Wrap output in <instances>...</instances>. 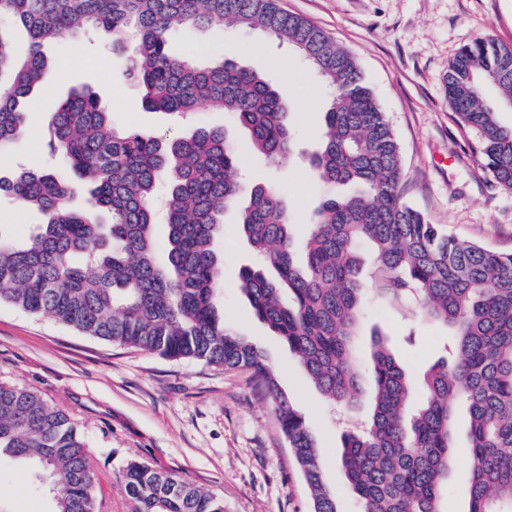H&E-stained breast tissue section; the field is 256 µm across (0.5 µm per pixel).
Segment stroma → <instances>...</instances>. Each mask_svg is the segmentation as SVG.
I'll list each match as a JSON object with an SVG mask.
<instances>
[{"instance_id": "stroma-1", "label": "stroma", "mask_w": 512, "mask_h": 512, "mask_svg": "<svg viewBox=\"0 0 512 512\" xmlns=\"http://www.w3.org/2000/svg\"><path fill=\"white\" fill-rule=\"evenodd\" d=\"M286 11L324 29L357 60L374 88L401 147L405 201L448 233L512 253V190L496 184L472 152L474 132L462 129L448 103V65L459 50L490 37L512 47V0H278ZM174 55L205 61L227 52L291 84L296 131L291 161L275 165L252 155L246 133L223 112L204 110L194 124L224 128L245 157L246 181L277 176L288 187L298 235H306L319 204L330 194L307 157L325 130L323 82L288 43L256 30L187 32L173 28ZM46 85L55 99L86 86L112 114L116 131L151 130L166 137L191 125L142 108L122 73L127 53L93 29L51 44ZM82 67L71 68L74 58ZM53 101L33 94L27 121L13 149L0 153V176L20 167L55 168L48 127ZM219 248L224 256L225 322L262 349L280 387L313 433L323 478L341 512H360L357 496L337 464L344 433L356 430L371 410L369 393L347 408L324 399L296 356L251 315L236 287L252 260L236 211L226 212ZM380 331L395 357L419 372L442 355L444 328L420 320L414 303L370 305L355 346L368 358L371 333ZM37 389L79 425L101 486L97 512H132L121 482L132 461L175 473L223 498L225 512H310L306 482L297 469L273 405L246 369L224 370L191 360H170L82 335L44 315L0 304V382ZM456 464L441 512H465L469 457L465 438L455 443ZM46 488L34 487L30 467L0 460V512H54Z\"/></svg>"}]
</instances>
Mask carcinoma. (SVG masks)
Returning <instances> with one entry per match:
<instances>
[{
    "mask_svg": "<svg viewBox=\"0 0 512 512\" xmlns=\"http://www.w3.org/2000/svg\"><path fill=\"white\" fill-rule=\"evenodd\" d=\"M28 33L15 55L8 28ZM192 31L242 27L291 44L328 92L325 133L311 159L322 183L345 188L322 201L297 260L288 189L238 180L243 157L221 128L164 139L119 133L88 88L73 89L50 122L48 146L67 175L21 168L0 191L42 216L24 241L0 234V302L46 315L81 333L171 359L226 370L246 368L274 402L280 430L310 490L312 512H340L323 480L315 440L281 392L261 350L219 312L223 257L216 248L224 212H239L254 264L239 289L251 315L298 356L330 402L349 405L364 379L374 406L347 433L338 464L361 512H440L454 466L456 413L469 415L471 482L465 512H512V254L460 240L402 197L403 168L393 129L354 57L276 0H0V149L22 132L21 104L48 68L43 46L88 27L123 47L124 79L141 105L192 119L202 107L233 115L254 153L282 162L292 153L293 111L262 71L226 56L178 59L174 26ZM512 108V48L482 38L448 69V102L477 133L482 168L512 189V127L486 99ZM89 188L96 210L72 205V179ZM167 216L165 258L156 257L155 205ZM376 298L413 299L424 321L447 330L441 358L414 377L373 341L367 364L354 347ZM23 460L56 492L55 512H95L90 450L76 424L35 389L0 383V458ZM122 483L133 512H224V499L150 464L131 462Z\"/></svg>",
    "mask_w": 512,
    "mask_h": 512,
    "instance_id": "1",
    "label": "carcinoma"
}]
</instances>
